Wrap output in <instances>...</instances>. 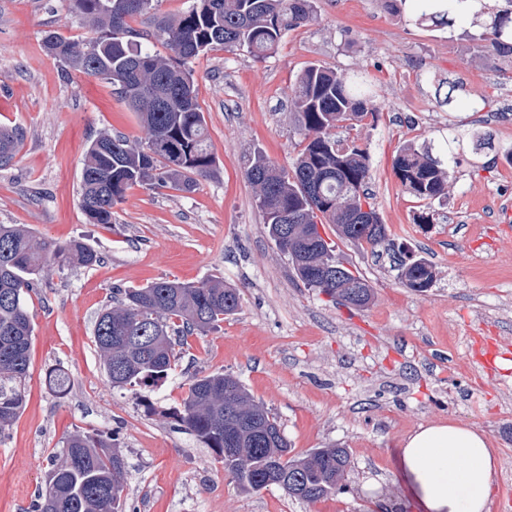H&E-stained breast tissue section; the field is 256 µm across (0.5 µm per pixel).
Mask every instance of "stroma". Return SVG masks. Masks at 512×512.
I'll return each mask as SVG.
<instances>
[{
  "label": "stroma",
  "mask_w": 512,
  "mask_h": 512,
  "mask_svg": "<svg viewBox=\"0 0 512 512\" xmlns=\"http://www.w3.org/2000/svg\"><path fill=\"white\" fill-rule=\"evenodd\" d=\"M317 18L288 31L259 60L216 48L196 59L194 91L217 161L193 191L136 185L108 225L80 208L81 172L100 133L143 135L136 113L107 81L65 73L44 31L90 37L70 0H0V126L23 133L0 169V224H24L66 242L84 238L99 264L66 267L27 298L34 322L26 406L0 435V512H29L53 453L77 430L116 434L136 512H425L403 467L406 437L463 422L485 433L498 458L489 512H512V67L495 69L479 30L419 26L410 5L315 0ZM312 63L358 75L377 117L336 137L365 149L371 203L387 227L380 253L336 234L343 266L372 287L357 310L305 287L269 238L244 167L253 150L290 166L302 136L292 90ZM462 81L453 106L435 92ZM407 144L451 161L448 191L423 206L403 189L394 161ZM433 221H417L422 209ZM433 269L431 288H408L397 255ZM223 279L240 307L205 336H191L161 387H112L92 329L113 288L161 279ZM64 368L71 390L47 381ZM229 373L276 417L302 456L348 449L344 492L306 503L277 487L246 494L212 451L170 415L193 376Z\"/></svg>",
  "instance_id": "35a3bbf8"
}]
</instances>
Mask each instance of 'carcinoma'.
Listing matches in <instances>:
<instances>
[{"label": "carcinoma", "instance_id": "carcinoma-1", "mask_svg": "<svg viewBox=\"0 0 512 512\" xmlns=\"http://www.w3.org/2000/svg\"><path fill=\"white\" fill-rule=\"evenodd\" d=\"M71 2L95 36L79 41L48 30L45 49L65 67L111 83L137 112L144 131L133 141L104 132L88 147L80 207L91 224L112 223L114 208L134 185L188 192L216 173L206 119L194 95L192 60L217 46L263 59L288 31L315 18L314 0H195L183 15L141 30L130 21L148 16L153 0ZM412 2L416 24L450 27L468 18L483 29L488 56L512 63V0L496 10L485 0ZM158 44L171 54H161ZM292 110L304 142L292 167H280L257 151L248 159L246 179L268 236L289 257L297 279L334 301L364 307L372 299L371 286L336 262L334 245L319 225L333 224L339 237L373 250L386 241V227L365 193L367 152L343 146L335 133L376 112L356 76L319 64L298 78ZM22 141L18 128L0 127V168L12 162ZM394 169L401 186L418 200L429 205L445 195L449 170L432 153L407 146ZM100 261L80 238L58 243L23 224H0V433L25 407L34 336L26 295L56 268L73 263L88 268ZM401 278L422 292L432 283V267L411 257ZM239 306V290L221 279H163L142 288L113 289L112 303L93 327L108 381L120 388L163 382L175 368L176 348L189 336L207 335ZM49 382L61 397L71 389L70 376L61 368L50 371ZM173 416L211 449L243 492L276 486L291 498L314 503L345 487L348 450L316 448L302 457L288 456L290 445L276 418L232 374L194 377ZM231 435L238 440L234 456L224 453ZM127 473L115 436L75 431L50 460L33 512H129Z\"/></svg>", "mask_w": 512, "mask_h": 512}]
</instances>
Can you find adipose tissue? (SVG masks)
<instances>
[{"label": "adipose tissue", "instance_id": "obj_1", "mask_svg": "<svg viewBox=\"0 0 512 512\" xmlns=\"http://www.w3.org/2000/svg\"><path fill=\"white\" fill-rule=\"evenodd\" d=\"M403 465L427 512H487L497 457L482 432L425 427L407 438Z\"/></svg>", "mask_w": 512, "mask_h": 512}]
</instances>
